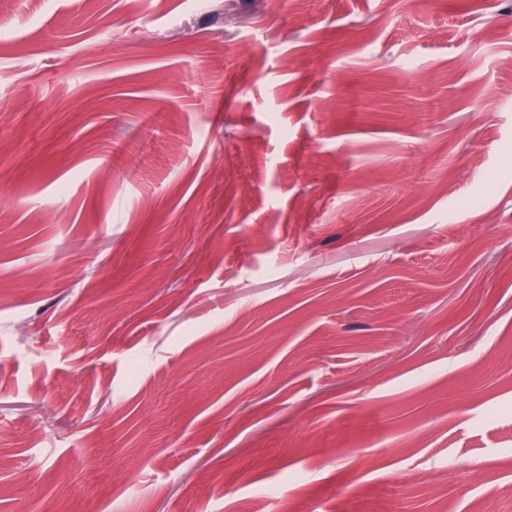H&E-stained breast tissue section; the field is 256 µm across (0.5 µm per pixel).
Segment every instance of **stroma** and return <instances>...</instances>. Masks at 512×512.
<instances>
[{
  "label": "stroma",
  "mask_w": 512,
  "mask_h": 512,
  "mask_svg": "<svg viewBox=\"0 0 512 512\" xmlns=\"http://www.w3.org/2000/svg\"><path fill=\"white\" fill-rule=\"evenodd\" d=\"M492 8L0 0V512H512Z\"/></svg>",
  "instance_id": "1"
}]
</instances>
